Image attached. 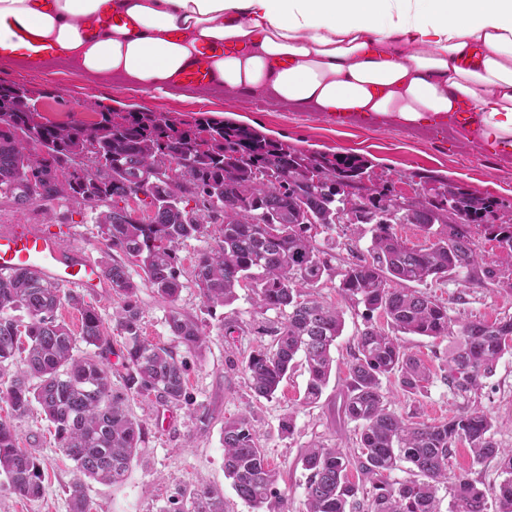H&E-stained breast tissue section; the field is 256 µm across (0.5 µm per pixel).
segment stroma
Wrapping results in <instances>:
<instances>
[{
	"label": "stroma",
	"mask_w": 512,
	"mask_h": 512,
	"mask_svg": "<svg viewBox=\"0 0 512 512\" xmlns=\"http://www.w3.org/2000/svg\"><path fill=\"white\" fill-rule=\"evenodd\" d=\"M0 80L25 85L34 91L41 113L51 120L89 121L99 107L114 111L165 112L180 119L205 115L236 122L246 112L252 128L289 148L311 155L352 153L368 162L367 174L377 187H388L411 196L425 185L462 187L479 197L500 202L496 223L512 224V158L490 146L474 148L447 129L408 130L401 126L355 120L336 125L314 112H297L272 102L230 96L205 85L184 86L170 95L144 94L116 87L106 79L90 78L57 61L39 68H22L0 58ZM98 208L68 198L21 206L0 194V230L37 227L60 235L69 246L84 251L93 260L113 257L111 245L96 223ZM478 252L492 263L494 279L479 273H459L421 284V291L447 308L457 322L512 316V262H499L495 242L474 232ZM320 248H334L336 257L329 276L317 292L343 312L344 329L336 343V369L320 399L303 404L307 383L303 367H296L280 385L273 399L256 397L244 361L254 350L269 346V326L278 316L261 311L251 288L238 289L231 305L204 306L193 277L197 255L216 243L215 235L192 238L180 244L183 288L176 303L159 298L152 289L138 293L145 336L172 349L187 363L188 402L172 404L146 401L129 395L126 404L147 428L144 443L123 483L104 484L78 479L72 461L58 447L54 429L40 411L12 419L9 406L0 401V421H12L20 447L31 451L44 472L46 493L38 500L15 495L5 476H0V512H69L68 488L82 481L92 512H172L181 492L206 481L224 494V512H255L240 499L224 476L222 431L226 420L248 417L277 473L274 490L288 501V512H305V471L302 456L314 444L341 447L350 458L361 455L360 428L341 411L344 382L348 376L356 339L367 325L386 327L385 316L344 297L339 272L353 255L365 252L370 237L354 224L318 229ZM201 321L209 340L202 351L191 353L171 336L167 318L171 309ZM401 342L419 357L430 378L416 393L404 391L395 378L382 381L384 401L390 411L417 422L437 424L462 410L477 407L494 421L492 431L499 447L512 448V354L499 360L483 387L458 394L448 387V355L456 335L428 338L401 335ZM292 417L291 433H283L284 417ZM449 474H464L478 487L492 490L500 481L496 459L474 462L467 446H458L448 464Z\"/></svg>",
	"instance_id": "1"
}]
</instances>
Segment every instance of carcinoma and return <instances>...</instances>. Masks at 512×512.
Returning a JSON list of instances; mask_svg holds the SVG:
<instances>
[{"mask_svg":"<svg viewBox=\"0 0 512 512\" xmlns=\"http://www.w3.org/2000/svg\"><path fill=\"white\" fill-rule=\"evenodd\" d=\"M31 91L0 81V191L19 204L70 197L88 203L143 194L148 218L116 205L98 216L101 235L124 262L101 268L120 305L112 330L123 339L124 388L143 398L178 403L186 399V369L167 347L143 336L138 293L145 286L162 300L177 301L182 270L178 246L207 230L201 215L183 207L195 199L199 210L220 220L216 246L201 252L193 276L209 308L236 299V289H255L261 310L276 311L281 321L271 330V347L253 352L244 372L256 396L269 399L298 363L308 374L304 402H316L329 381L336 359L332 348L343 330V313L321 301L311 289L330 270L328 253L312 231L330 229L336 209L367 198L359 223L370 225L367 254L355 257L340 272L343 295L380 311L392 332L368 325L359 334L348 368L345 416L358 423L360 473L372 484L366 512H440L437 492L448 482V460L457 444L469 445L474 461H498L502 477L487 494L464 475L451 482L448 512H512V448L491 437L492 418L466 409L440 424L417 423L388 410L382 378L394 376L408 392L423 388L427 368L394 333L438 338L457 335L448 359V387L461 393L477 390L499 360L512 353V316L492 322L455 324L448 307L428 294L408 288L470 271L483 260L469 227L483 228L500 247L499 257L512 260V224L489 218L498 203L448 185L433 188L414 201L416 210H388L385 189L362 183L367 160L355 155L312 156L290 150L258 130L205 116L183 121L161 112L110 109L94 121L65 120L46 124L29 110ZM90 153L105 160L86 182L64 178L77 159ZM178 155L183 168L163 170L159 158ZM280 171L282 182L268 190L258 176ZM173 186L175 205L148 200L151 184ZM395 224H415L423 246H407ZM137 266L135 281L128 264ZM68 306L79 316L74 331L61 319ZM169 332L187 350L201 351L207 334L201 323L171 310ZM95 348L78 354L79 345ZM112 337L96 308L73 292L32 272L0 278V370L13 366L8 386L0 389L16 419L38 404L54 427L59 449L80 475L105 483L122 482L146 436L145 424L133 416L124 394L112 387V366L103 360ZM224 474L238 497L256 509L283 512L274 495L276 472L270 468L250 421L224 422ZM410 464L409 477L390 479L398 463ZM306 512H349L359 486L348 478L352 462L341 448L314 445L305 450ZM13 493L31 500L45 492L41 464L19 446L13 425L0 421V475ZM191 512H224V494L208 483L183 493ZM71 512H91L84 486L69 488Z\"/></svg>","mask_w":512,"mask_h":512,"instance_id":"obj_1","label":"carcinoma"}]
</instances>
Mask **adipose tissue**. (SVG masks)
Returning a JSON list of instances; mask_svg holds the SVG:
<instances>
[{
  "mask_svg": "<svg viewBox=\"0 0 512 512\" xmlns=\"http://www.w3.org/2000/svg\"><path fill=\"white\" fill-rule=\"evenodd\" d=\"M106 5L136 33L89 39ZM19 25L82 73L143 92L174 88L205 44L228 92L512 146V0H0V43ZM462 102L473 116L460 125Z\"/></svg>",
  "mask_w": 512,
  "mask_h": 512,
  "instance_id": "adipose-tissue-1",
  "label": "adipose tissue"
}]
</instances>
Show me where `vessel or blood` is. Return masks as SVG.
Masks as SVG:
<instances>
[{"label": "vessel or blood", "instance_id": "obj_1", "mask_svg": "<svg viewBox=\"0 0 512 512\" xmlns=\"http://www.w3.org/2000/svg\"><path fill=\"white\" fill-rule=\"evenodd\" d=\"M115 26L130 30L135 22L128 15L112 12L106 5L87 34L94 38ZM57 52L56 44L39 38L24 27L16 28L9 42L0 43L1 57L21 56L35 67L41 66L45 59ZM178 79L188 85L210 83L212 67L208 49H201L197 61L179 74ZM19 269L33 270L46 280L90 296L99 295L106 288L105 278L97 264L66 247L55 236L35 228L0 230V276H8Z\"/></svg>", "mask_w": 512, "mask_h": 512}]
</instances>
